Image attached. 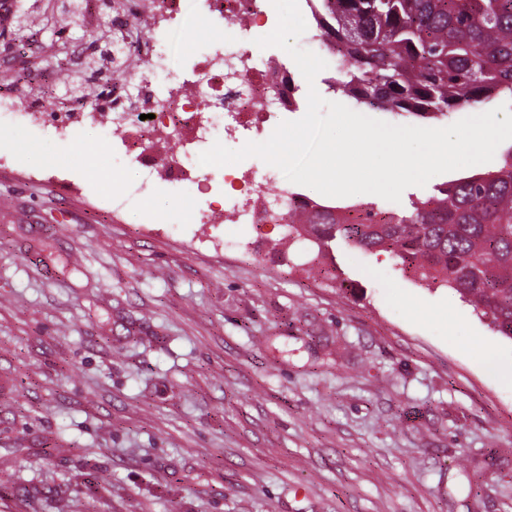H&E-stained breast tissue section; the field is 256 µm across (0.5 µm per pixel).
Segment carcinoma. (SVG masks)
I'll list each match as a JSON object with an SVG mask.
<instances>
[{
  "label": "carcinoma",
  "instance_id": "cac0c4a2",
  "mask_svg": "<svg viewBox=\"0 0 512 512\" xmlns=\"http://www.w3.org/2000/svg\"><path fill=\"white\" fill-rule=\"evenodd\" d=\"M315 10L339 62L331 87L360 106L426 118L512 96V0H316ZM12 25L52 26L68 45L46 4L17 12ZM503 159L405 216L372 203L319 206L289 216L288 228L314 246L312 264L338 244L388 251L512 339V146Z\"/></svg>",
  "mask_w": 512,
  "mask_h": 512
}]
</instances>
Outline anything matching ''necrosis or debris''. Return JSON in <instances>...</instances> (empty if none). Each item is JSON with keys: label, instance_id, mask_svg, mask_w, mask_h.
Listing matches in <instances>:
<instances>
[{"label": "necrosis or debris", "instance_id": "obj_1", "mask_svg": "<svg viewBox=\"0 0 512 512\" xmlns=\"http://www.w3.org/2000/svg\"><path fill=\"white\" fill-rule=\"evenodd\" d=\"M170 19L181 27L192 21L210 23L213 16L223 19L222 54L207 58L204 66L194 68L195 95H186L182 81H175L165 92L155 91L152 78L162 55L158 34L131 37L135 19L141 13L142 0H117L112 8V28L127 34L125 53L138 64L141 77L138 91H131L122 80L113 81L102 96L91 104L90 112H53L47 104H29L12 113L14 126L27 128L38 124L50 136L66 140L74 125L92 121L107 134H122L131 147L152 142L157 129H165L180 140L183 151L167 163L172 186L186 201L189 211L202 223H210V211L197 207L202 196L211 194L215 181L226 184L242 181L243 192L224 200V214L230 224H284L288 211L301 197L269 187L267 181L251 177L237 166L214 174L197 169L194 160L199 148L214 144L217 137L236 140L240 131H251L262 141L265 129L278 113L291 111L295 98L282 87L283 70L278 59L268 57L255 63L251 42L269 34L277 18L269 11L268 0H198L193 16H186L181 0H163Z\"/></svg>", "mask_w": 512, "mask_h": 512}]
</instances>
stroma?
Instances as JSON below:
<instances>
[{"label":"stroma","mask_w":512,"mask_h":512,"mask_svg":"<svg viewBox=\"0 0 512 512\" xmlns=\"http://www.w3.org/2000/svg\"><path fill=\"white\" fill-rule=\"evenodd\" d=\"M111 26L88 0L73 47ZM156 27L187 78L224 24ZM16 40L0 97L76 111L65 62L16 70ZM120 148L0 122V512H512V339L388 253L312 269L277 224L172 223Z\"/></svg>","instance_id":"1"}]
</instances>
